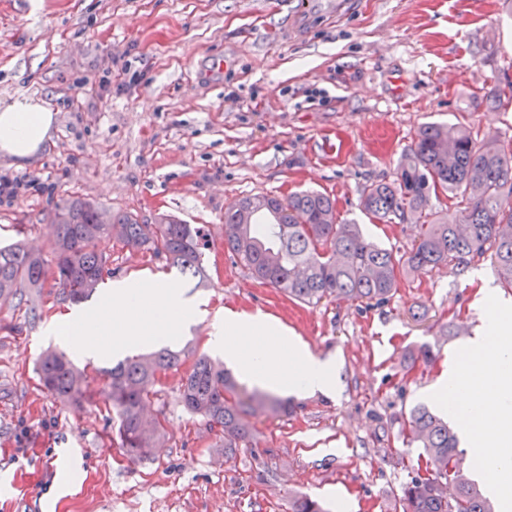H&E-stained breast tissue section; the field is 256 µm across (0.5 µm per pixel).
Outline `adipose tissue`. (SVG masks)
Returning <instances> with one entry per match:
<instances>
[{"instance_id":"obj_1","label":"adipose tissue","mask_w":512,"mask_h":512,"mask_svg":"<svg viewBox=\"0 0 512 512\" xmlns=\"http://www.w3.org/2000/svg\"><path fill=\"white\" fill-rule=\"evenodd\" d=\"M55 123V112L30 98L0 105V156L26 164L50 142ZM201 314L199 303L174 282L131 278L113 288L107 305L66 320L73 349L96 359L123 346L162 340ZM208 342L255 383L299 393L336 390L335 360L313 356L263 316L214 314Z\"/></svg>"}]
</instances>
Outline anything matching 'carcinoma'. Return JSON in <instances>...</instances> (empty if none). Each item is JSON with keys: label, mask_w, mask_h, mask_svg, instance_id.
Instances as JSON below:
<instances>
[{"label": "carcinoma", "mask_w": 512, "mask_h": 512, "mask_svg": "<svg viewBox=\"0 0 512 512\" xmlns=\"http://www.w3.org/2000/svg\"><path fill=\"white\" fill-rule=\"evenodd\" d=\"M454 200V219L437 215L433 196ZM361 204L382 222L415 220L420 233L398 255L363 237L354 224L336 223V202L320 192L279 198L253 195L224 210V248L262 284L308 304L324 299L390 300L403 273L457 269L491 253L496 281L512 289V148L493 135L475 137L464 127L428 123L402 155L396 176L373 182ZM52 261L18 241L0 246V300L32 296L51 279L65 301L80 303L97 290L108 263L105 240L130 252L150 251L192 278L204 274L198 228L169 214L141 224L72 195L56 208ZM183 363L163 348L132 355L102 370L105 403L117 419L116 438L131 459L147 456L164 436L161 420L145 412L159 377ZM36 374L51 395L77 403L87 393L86 375L66 354L44 352ZM184 408L206 420L233 454L252 435L253 403L272 416L290 412L288 400L242 394L224 364L198 355L180 383ZM403 441L420 449L401 488L402 512H493V506L464 470V458L448 423L424 406L403 418ZM291 512H323L307 497L292 500Z\"/></svg>", "instance_id": "1"}]
</instances>
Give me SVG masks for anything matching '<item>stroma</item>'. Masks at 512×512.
Listing matches in <instances>:
<instances>
[{"mask_svg":"<svg viewBox=\"0 0 512 512\" xmlns=\"http://www.w3.org/2000/svg\"><path fill=\"white\" fill-rule=\"evenodd\" d=\"M34 97L56 111L50 143L0 177V243L49 253L53 211L77 194L141 223L160 213L198 227L206 286L152 253L104 244L112 284L159 276L209 311L260 313L318 357L336 358L333 395L288 394L292 414L257 412L248 447L225 454L215 431L178 402L180 371L156 386L165 436L130 461L115 438L101 369L47 326L66 312L45 286L38 314L0 302V512H290L308 495L325 512H401L417 448L401 420L430 405L449 354L480 325L490 259L402 275L369 305L289 300L224 249V211L254 194L315 190L338 221L403 252L416 223H382L359 204L392 179L419 127L462 123L512 141V5L507 0H0V100ZM461 323L456 335L440 330ZM431 345L436 359L418 356ZM55 347L91 378L81 406L35 374Z\"/></svg>","mask_w":512,"mask_h":512,"instance_id":"stroma-1","label":"stroma"}]
</instances>
